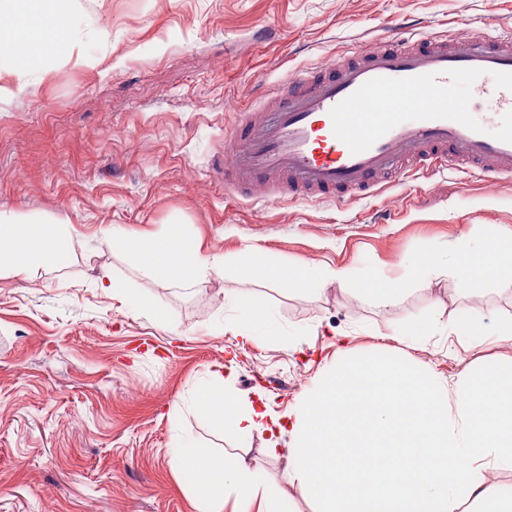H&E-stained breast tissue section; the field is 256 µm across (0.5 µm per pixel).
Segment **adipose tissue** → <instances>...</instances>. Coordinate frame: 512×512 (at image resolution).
Masks as SVG:
<instances>
[{
  "instance_id": "1",
  "label": "adipose tissue",
  "mask_w": 512,
  "mask_h": 512,
  "mask_svg": "<svg viewBox=\"0 0 512 512\" xmlns=\"http://www.w3.org/2000/svg\"><path fill=\"white\" fill-rule=\"evenodd\" d=\"M80 9V0H7L12 22L0 27V70H46L58 54L83 58L71 35ZM116 245L150 281L195 285L223 270L179 224L150 236L125 234ZM73 249L63 225L0 213V269L27 275L61 264ZM447 265L457 290L475 294L491 277L512 276V235L460 239L449 248ZM248 274L301 290L330 281L381 305L396 304L405 292L400 279L291 268L260 251ZM192 406L214 429L244 439L270 431L273 421L226 389L220 375L196 387ZM287 419V448L268 442L288 462V487L278 495L244 456H220L198 441H180L173 466L184 484L217 502L233 501L235 512H282L293 491L314 512H463L466 504L472 512H512V495L492 478L512 470V364L478 360L451 383L384 347L366 357L349 354L318 372Z\"/></svg>"
}]
</instances>
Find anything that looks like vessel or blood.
Instances as JSON below:
<instances>
[{
    "mask_svg": "<svg viewBox=\"0 0 512 512\" xmlns=\"http://www.w3.org/2000/svg\"><path fill=\"white\" fill-rule=\"evenodd\" d=\"M469 85V101L448 88ZM492 101L489 117L469 103ZM224 185L268 201L374 193L403 162L512 178V35H394L351 58L291 74L261 111L226 129Z\"/></svg>",
    "mask_w": 512,
    "mask_h": 512,
    "instance_id": "vessel-or-blood-1",
    "label": "vessel or blood"
}]
</instances>
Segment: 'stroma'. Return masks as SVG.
Masks as SVG:
<instances>
[{
	"instance_id": "1",
	"label": "stroma",
	"mask_w": 512,
	"mask_h": 512,
	"mask_svg": "<svg viewBox=\"0 0 512 512\" xmlns=\"http://www.w3.org/2000/svg\"><path fill=\"white\" fill-rule=\"evenodd\" d=\"M76 32L91 59H57L0 97V212L65 225L75 250L23 278L0 271V512H201L170 465L179 440L239 449L271 485L285 457L256 436L213 430L188 407L210 373L272 416L293 408L344 337L356 352L407 350L448 381L477 356L512 357L497 336L512 317V278L462 296L448 268L409 283L393 305L331 283L306 291L245 275L251 251L283 265L405 277L423 251L485 228L512 233V180L406 173L347 200L244 198L224 186V130L277 80L399 32L495 38L512 0H82ZM178 222L224 272L185 288L142 279L115 245ZM149 297L146 314L102 292L103 275ZM250 293L264 338L228 326ZM467 310L482 343L447 335L402 346L414 320Z\"/></svg>"
}]
</instances>
